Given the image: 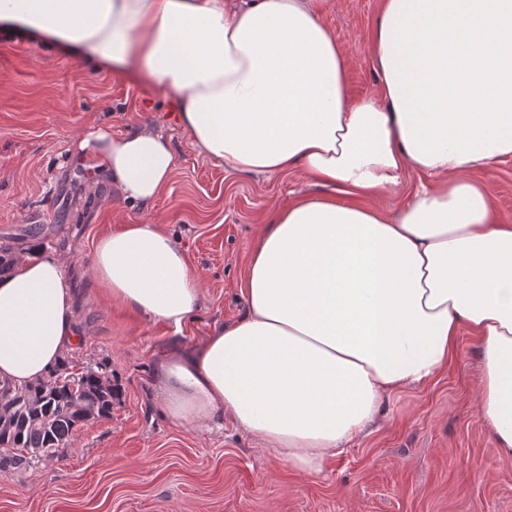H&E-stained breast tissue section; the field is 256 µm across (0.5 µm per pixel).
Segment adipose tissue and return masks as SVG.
<instances>
[{
  "instance_id": "ef3b65f1",
  "label": "adipose tissue",
  "mask_w": 512,
  "mask_h": 512,
  "mask_svg": "<svg viewBox=\"0 0 512 512\" xmlns=\"http://www.w3.org/2000/svg\"><path fill=\"white\" fill-rule=\"evenodd\" d=\"M0 30L103 61L172 100L198 154L247 175L299 171L341 193L432 177L394 215L303 196L266 219L246 310L155 359L171 421L231 419L294 469L321 471L399 392L478 341V414L512 462V224L474 171L512 158V0H384L369 43L378 94L350 100L345 49L311 0H0ZM70 153L148 205L175 173L146 127H97ZM93 274L114 302L174 328L202 282L177 240L139 222L102 236ZM79 341L63 261L21 254L0 279V379L46 377Z\"/></svg>"
}]
</instances>
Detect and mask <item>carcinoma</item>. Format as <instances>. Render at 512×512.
I'll use <instances>...</instances> for the list:
<instances>
[{
  "label": "carcinoma",
  "mask_w": 512,
  "mask_h": 512,
  "mask_svg": "<svg viewBox=\"0 0 512 512\" xmlns=\"http://www.w3.org/2000/svg\"><path fill=\"white\" fill-rule=\"evenodd\" d=\"M69 359L21 389L0 380V469L24 470L55 457L90 421L108 419L121 396L109 364Z\"/></svg>",
  "instance_id": "1"
}]
</instances>
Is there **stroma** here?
<instances>
[{
    "instance_id": "35a3bbf8",
    "label": "stroma",
    "mask_w": 512,
    "mask_h": 512,
    "mask_svg": "<svg viewBox=\"0 0 512 512\" xmlns=\"http://www.w3.org/2000/svg\"><path fill=\"white\" fill-rule=\"evenodd\" d=\"M348 52L352 99L377 94L367 51L382 0H313ZM169 136L177 167L147 206L123 201L98 169L71 156L72 139L104 126ZM494 212L512 223V160L481 168ZM303 195L336 198L299 172L226 171L191 147L168 99L77 51L0 34V244L37 242L63 258L81 340L70 360L106 361L122 396L110 418L78 430L58 456L0 471V512H512V464L477 413V344L460 331L448 369L394 396L391 411L321 472L271 457L238 431L171 422L151 397L156 354L200 344L245 309L251 249L270 211ZM169 230L203 279L181 331L101 297L92 278L102 235L137 221Z\"/></svg>"
}]
</instances>
